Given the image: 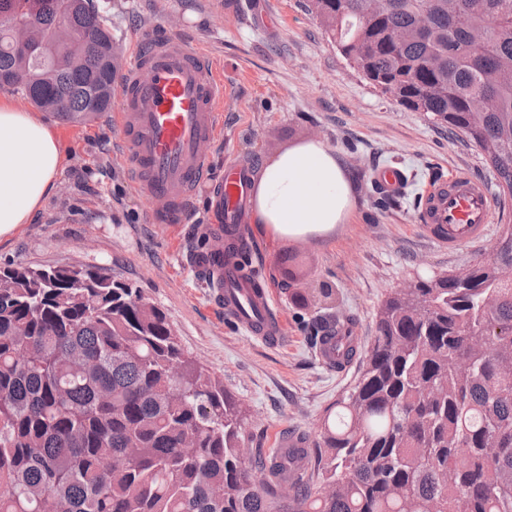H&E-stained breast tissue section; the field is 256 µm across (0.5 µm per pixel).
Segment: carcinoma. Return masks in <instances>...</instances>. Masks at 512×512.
Here are the masks:
<instances>
[{"label":"carcinoma","mask_w":512,"mask_h":512,"mask_svg":"<svg viewBox=\"0 0 512 512\" xmlns=\"http://www.w3.org/2000/svg\"><path fill=\"white\" fill-rule=\"evenodd\" d=\"M47 56L25 64L9 22L29 0H0V75L64 120L99 116L90 88L112 29L93 0H43ZM307 0V12L358 71L398 103L462 133L512 197V0ZM489 16L497 24L485 27ZM88 44L74 57L59 23ZM425 27L410 37L417 25ZM446 57L432 68L435 55ZM443 87L431 97V86ZM490 97L495 108L479 110ZM512 224L486 261L392 291L355 385L327 409L314 463L289 493L243 448L244 410L185 356L166 314L104 267H0V512H512Z\"/></svg>","instance_id":"carcinoma-1"}]
</instances>
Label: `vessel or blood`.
Masks as SVG:
<instances>
[{
  "label": "vessel or blood",
  "instance_id": "b4317fda",
  "mask_svg": "<svg viewBox=\"0 0 512 512\" xmlns=\"http://www.w3.org/2000/svg\"><path fill=\"white\" fill-rule=\"evenodd\" d=\"M123 110L115 116L135 186L158 201L151 219L164 224L186 221V205L194 187L205 180L206 143L217 136L224 103V81L209 56L181 34L143 29L121 83ZM253 170L245 162L229 163L212 187L211 236L208 248L190 254L189 261L212 290L225 318L244 334L276 345L283 323L270 294L260 282L246 281L230 252L224 232L247 242L245 224ZM383 193L404 191V173L383 167L374 174ZM492 200L483 180L461 171L429 183L422 194L421 222L431 239L456 249L482 239L490 224ZM275 455L299 467L306 460L297 437L281 439Z\"/></svg>",
  "mask_w": 512,
  "mask_h": 512
}]
</instances>
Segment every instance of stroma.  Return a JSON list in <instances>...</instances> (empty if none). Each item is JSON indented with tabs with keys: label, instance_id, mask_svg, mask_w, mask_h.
<instances>
[{
	"label": "stroma",
	"instance_id": "obj_1",
	"mask_svg": "<svg viewBox=\"0 0 512 512\" xmlns=\"http://www.w3.org/2000/svg\"><path fill=\"white\" fill-rule=\"evenodd\" d=\"M127 68L141 28L186 36L224 79L210 173L233 160L261 169L292 145L319 138L335 148L352 181L354 209L324 238L281 240L249 230L248 268L268 288L286 339L245 336L214 307L186 264L204 247L206 187L190 197L182 224H153V203L132 185L112 109L79 124L43 113L66 148L54 194L31 223L0 238V266H103L167 315L181 348L221 379L247 408L250 444L276 447L289 433L316 435L326 409L355 383L358 368L321 364L316 326L353 328L360 348L376 334V312L417 277L489 259L512 206L493 205L487 235L447 250L429 239L418 197L427 182L465 170L495 187L494 173L462 135L398 104L366 80L307 13L305 0H95ZM401 169L410 186L382 204L375 169Z\"/></svg>",
	"mask_w": 512,
	"mask_h": 512
}]
</instances>
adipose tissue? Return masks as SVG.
Wrapping results in <instances>:
<instances>
[{"label": "adipose tissue", "instance_id": "adipose-tissue-1", "mask_svg": "<svg viewBox=\"0 0 512 512\" xmlns=\"http://www.w3.org/2000/svg\"><path fill=\"white\" fill-rule=\"evenodd\" d=\"M64 159L37 113L0 99V237L31 222L53 194ZM353 208L345 165L320 139L295 144L266 162L250 193L253 223L280 238L326 235Z\"/></svg>", "mask_w": 512, "mask_h": 512}]
</instances>
